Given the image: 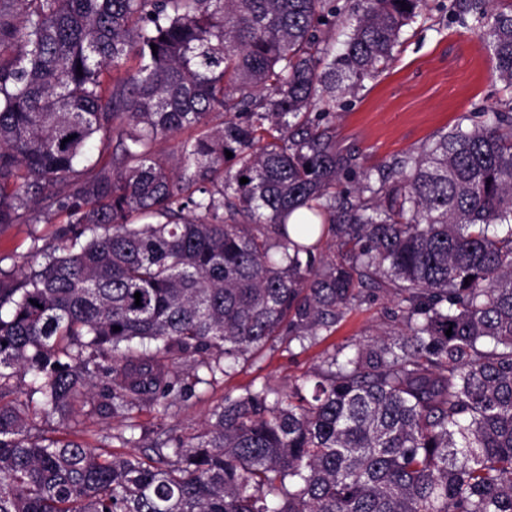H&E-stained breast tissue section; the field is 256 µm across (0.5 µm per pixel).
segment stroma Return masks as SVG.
I'll return each mask as SVG.
<instances>
[{"label":"stroma","mask_w":512,"mask_h":512,"mask_svg":"<svg viewBox=\"0 0 512 512\" xmlns=\"http://www.w3.org/2000/svg\"><path fill=\"white\" fill-rule=\"evenodd\" d=\"M445 0H428L424 17L406 27L393 59L375 78L336 110V145L356 151L368 167L417 150L451 129L465 113L495 103L505 92L493 71L489 52L478 35L452 23ZM51 224L15 225L0 230V268L28 266L32 239H50ZM403 325L386 298L366 300L347 312L336 331L307 346L275 340L240 358L235 371L196 387L194 397L160 417L145 408L133 412L144 442L171 428L187 433L201 424L225 396L267 383L285 388L318 368L327 350L364 344Z\"/></svg>","instance_id":"1"}]
</instances>
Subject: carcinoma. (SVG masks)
<instances>
[{
    "mask_svg": "<svg viewBox=\"0 0 512 512\" xmlns=\"http://www.w3.org/2000/svg\"><path fill=\"white\" fill-rule=\"evenodd\" d=\"M425 2L0 0V230L60 223L44 263L0 268V512H512V97L373 171L336 150V101ZM491 2L448 12L511 90ZM380 296L404 333L146 457L34 422L168 416Z\"/></svg>",
    "mask_w": 512,
    "mask_h": 512,
    "instance_id": "obj_1",
    "label": "carcinoma"
}]
</instances>
